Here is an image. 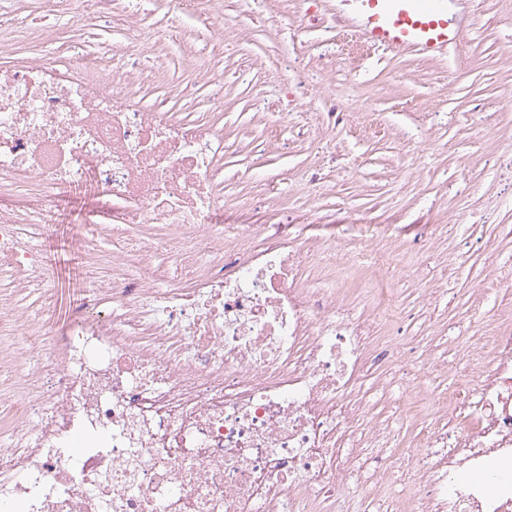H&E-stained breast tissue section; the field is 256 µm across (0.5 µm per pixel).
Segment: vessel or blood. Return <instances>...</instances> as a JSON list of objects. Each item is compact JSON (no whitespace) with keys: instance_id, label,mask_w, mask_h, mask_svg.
Segmentation results:
<instances>
[{"instance_id":"vessel-or-blood-1","label":"vessel or blood","mask_w":512,"mask_h":512,"mask_svg":"<svg viewBox=\"0 0 512 512\" xmlns=\"http://www.w3.org/2000/svg\"><path fill=\"white\" fill-rule=\"evenodd\" d=\"M470 0H337L345 23L374 45L398 54L410 49L437 56L456 46L472 26Z\"/></svg>"}]
</instances>
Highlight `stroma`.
Masks as SVG:
<instances>
[{"instance_id": "stroma-1", "label": "stroma", "mask_w": 512, "mask_h": 512, "mask_svg": "<svg viewBox=\"0 0 512 512\" xmlns=\"http://www.w3.org/2000/svg\"><path fill=\"white\" fill-rule=\"evenodd\" d=\"M293 37L292 30L283 31L274 53L260 34L248 42L237 38L230 42L231 51L244 47L256 58L255 80L269 84L274 101L284 98L291 82L282 63L297 51ZM467 39L471 61L465 66L458 64L452 51L430 58L376 50L365 64L366 82L357 83L348 98L351 111L373 113L376 130L363 131L355 122L333 130L316 126L306 137L289 139L279 161L283 168L305 165L332 173L334 195L319 202L267 199L262 203L263 212L277 224L312 208L362 207L384 215L399 209L405 224L447 213L449 232L436 250L471 253L470 274L451 279L447 295L432 309L423 305L424 283L399 285L413 346L420 353L432 350L438 362L428 384L442 388L451 383L449 366L459 357L451 340L454 327L478 318L489 322L497 309L512 308V287L488 280L497 266L512 264V237L500 236L497 249L489 251L483 237L471 228L477 219L494 227L503 207L512 208V114L497 108L498 98L512 93V55L507 52L512 46V13L493 2L488 11L475 14ZM448 81L454 92L441 96L440 88ZM251 99V90L230 78L224 84L223 102L210 101L207 89L201 87L195 105L197 115L223 125L226 141L237 146V153L227 157L224 195L245 205L253 202L255 184L273 176L253 151L266 117L252 110ZM434 112L447 113V127L431 128ZM408 124L427 131L431 139L434 159L429 173L412 174L400 167L396 135ZM339 153L355 156L356 167L336 164ZM73 198L66 220L53 226L45 242L50 312L60 323L68 320L83 297L79 247L85 234L80 214L84 195L77 191Z\"/></svg>"}]
</instances>
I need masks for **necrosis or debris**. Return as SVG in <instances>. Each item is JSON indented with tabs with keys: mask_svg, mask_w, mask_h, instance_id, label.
<instances>
[{
	"mask_svg": "<svg viewBox=\"0 0 512 512\" xmlns=\"http://www.w3.org/2000/svg\"><path fill=\"white\" fill-rule=\"evenodd\" d=\"M139 3L125 0L99 51L0 67V512H345L362 448L381 451L373 512H399L403 491L413 512H512V312L471 325L447 390L420 404L408 389L433 364L410 357L390 284L424 266L383 243L431 253L445 217L399 225L352 209L306 237L223 206V126L139 88L168 80L171 39L188 59L205 49L223 86L229 31L149 28ZM269 20L348 30L312 8ZM292 83L295 108L319 102L331 129L349 120L345 89L320 90L305 69ZM81 188L95 201L82 244L94 273L58 327L41 242ZM106 232L122 240L108 255ZM312 267L362 273V298L343 280L304 286ZM22 294L39 305L20 307ZM382 326L392 337L377 349ZM374 368L402 384L383 428L364 395Z\"/></svg>",
	"mask_w": 512,
	"mask_h": 512,
	"instance_id": "1",
	"label": "necrosis or debris"
}]
</instances>
